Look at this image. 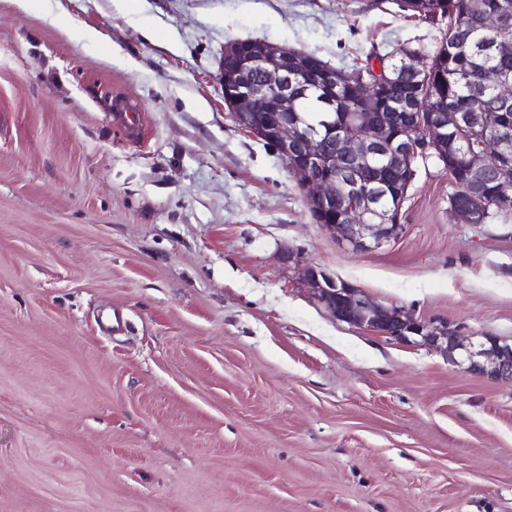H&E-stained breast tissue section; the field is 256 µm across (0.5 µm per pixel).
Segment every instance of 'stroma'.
<instances>
[{
    "instance_id": "35a3bbf8",
    "label": "stroma",
    "mask_w": 512,
    "mask_h": 512,
    "mask_svg": "<svg viewBox=\"0 0 512 512\" xmlns=\"http://www.w3.org/2000/svg\"><path fill=\"white\" fill-rule=\"evenodd\" d=\"M447 26L396 0H0V512H512V384L334 320L299 270L512 344V215L458 222L430 158L397 239L340 246L220 81L236 40L351 68L429 60Z\"/></svg>"
}]
</instances>
